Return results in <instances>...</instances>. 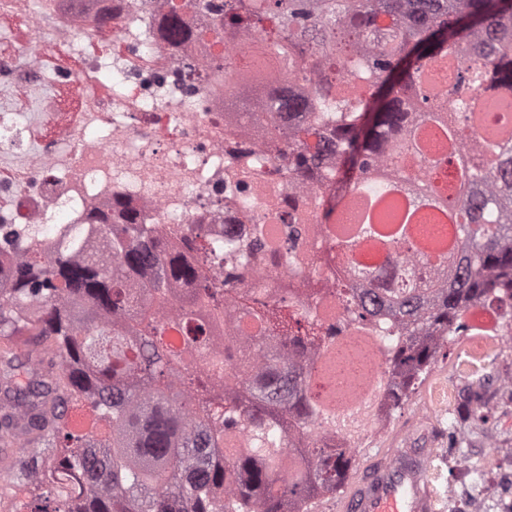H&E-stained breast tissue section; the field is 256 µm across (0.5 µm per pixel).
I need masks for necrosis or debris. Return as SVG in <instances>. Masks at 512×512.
<instances>
[{"mask_svg":"<svg viewBox=\"0 0 512 512\" xmlns=\"http://www.w3.org/2000/svg\"><path fill=\"white\" fill-rule=\"evenodd\" d=\"M46 12L30 0H0V19L27 23L25 36L0 51V74L8 84L25 85L39 76L47 56L41 39L51 18L59 43L77 50L79 66L62 73L64 83L98 74L108 94L86 112H65L59 100L41 99L37 111L20 112L0 102V222L32 225L36 247L53 258L65 224L125 210L141 223L158 225L165 240L188 255L197 243L190 224L204 225L209 237L223 238L232 225L252 229L300 225L309 267L285 266L264 254L250 263L241 292L265 291L266 299L314 312H342L330 241L314 216V191L296 189L279 159L278 132L256 122L254 111L224 109L225 82L249 79L236 67H221L224 55L264 49L270 38L256 29L240 31L232 43L213 30L209 17L197 21L202 36L174 48L162 42L141 0H45ZM263 156L256 166L236 164L238 150ZM367 411L359 430L324 428V447L353 446L382 416V393L363 397Z\"/></svg>","mask_w":512,"mask_h":512,"instance_id":"obj_1","label":"necrosis or debris"}]
</instances>
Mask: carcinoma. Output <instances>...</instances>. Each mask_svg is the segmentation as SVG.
<instances>
[{
  "label": "carcinoma",
  "mask_w": 512,
  "mask_h": 512,
  "mask_svg": "<svg viewBox=\"0 0 512 512\" xmlns=\"http://www.w3.org/2000/svg\"><path fill=\"white\" fill-rule=\"evenodd\" d=\"M201 10L230 40L241 29L275 33L288 71L261 89L277 127L302 109L307 125L290 127L281 159L300 181L320 180L317 220L336 225L357 194L379 198L396 183L411 199L456 215L452 252L419 274L417 253L391 241L378 260L337 250L343 313L328 323L297 312L283 297L251 299L243 311L270 325L269 339L228 343L200 361L193 348L210 339L203 311L235 290L245 261L285 248L302 264L303 232L269 244L264 226L240 240H210L202 225L197 257L168 248L155 225L73 224L69 247L49 261L22 257L0 288V446L16 448L6 468L12 485L37 482L53 509L32 512H311L312 499L344 481L349 451L318 447L312 428L340 426L311 392L313 354L355 324L389 344L383 388L390 408L404 405L452 337L474 330L471 307L512 300V140L487 137L470 123L512 109V0H203ZM162 39L180 46L201 31L173 7L159 20ZM340 70L322 77L331 57ZM449 60L455 82L431 84ZM323 138L311 152L303 134ZM471 128L448 159V191L426 175L404 174L425 162L427 128ZM331 164L318 171L322 161ZM33 228L0 223V245L28 251ZM31 336L52 355L49 368L19 352ZM110 435L71 423L75 408ZM245 448L228 456L224 439ZM299 467L282 475L283 462Z\"/></svg>",
  "instance_id": "cac0c4a2"
}]
</instances>
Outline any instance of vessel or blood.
Listing matches in <instances>:
<instances>
[{"label":"vessel or blood","mask_w":512,"mask_h":512,"mask_svg":"<svg viewBox=\"0 0 512 512\" xmlns=\"http://www.w3.org/2000/svg\"><path fill=\"white\" fill-rule=\"evenodd\" d=\"M428 459L425 448L387 449L362 467L348 486L339 512H436Z\"/></svg>","instance_id":"vessel-or-blood-1"}]
</instances>
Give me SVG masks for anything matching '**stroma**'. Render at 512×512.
<instances>
[{"mask_svg": "<svg viewBox=\"0 0 512 512\" xmlns=\"http://www.w3.org/2000/svg\"><path fill=\"white\" fill-rule=\"evenodd\" d=\"M387 448L431 449L437 512L466 496L496 512L499 451L512 448V332L498 322L494 335L449 342L410 399L364 437L349 476Z\"/></svg>", "mask_w": 512, "mask_h": 512, "instance_id": "1", "label": "stroma"}]
</instances>
